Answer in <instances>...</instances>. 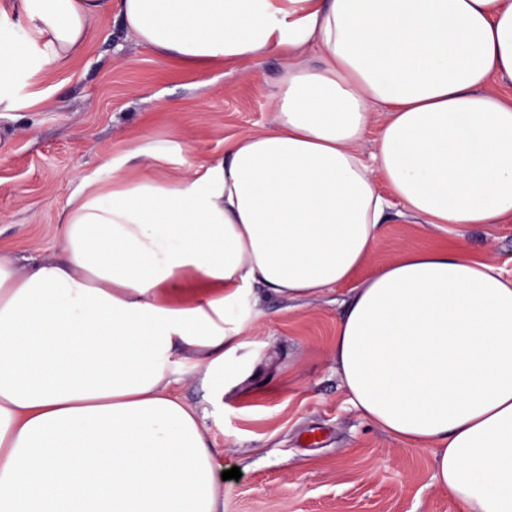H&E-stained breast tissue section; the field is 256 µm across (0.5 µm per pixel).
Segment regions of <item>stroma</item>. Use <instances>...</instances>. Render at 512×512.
Masks as SVG:
<instances>
[{"mask_svg":"<svg viewBox=\"0 0 512 512\" xmlns=\"http://www.w3.org/2000/svg\"><path fill=\"white\" fill-rule=\"evenodd\" d=\"M285 62L190 68L127 38L119 18L89 28L84 47L63 69L20 85L14 109L0 112V253L25 268L29 258L57 257L58 214L81 177L108 158L137 151L182 160L219 156L247 130L275 125L265 90ZM461 245L472 256L512 271V221L426 224L387 212L361 282L404 250ZM349 285L310 299L261 295L260 314L243 332L248 377L215 404L190 363L172 367L175 388L204 411L221 482L224 512H459L434 484L430 448H402L347 402L330 355Z\"/></svg>","mask_w":512,"mask_h":512,"instance_id":"obj_1","label":"stroma"}]
</instances>
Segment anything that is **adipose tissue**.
Instances as JSON below:
<instances>
[{
  "label": "adipose tissue",
  "mask_w": 512,
  "mask_h": 512,
  "mask_svg": "<svg viewBox=\"0 0 512 512\" xmlns=\"http://www.w3.org/2000/svg\"><path fill=\"white\" fill-rule=\"evenodd\" d=\"M111 13L193 68L279 53L276 127L178 175L108 160L60 213L57 259L0 254V512H224L174 360L222 402L255 287L313 297L366 264L377 180L428 224L512 220V0H0V110ZM331 356L369 422L431 447L461 512H512V279L404 251L352 288Z\"/></svg>",
  "instance_id": "1"
}]
</instances>
